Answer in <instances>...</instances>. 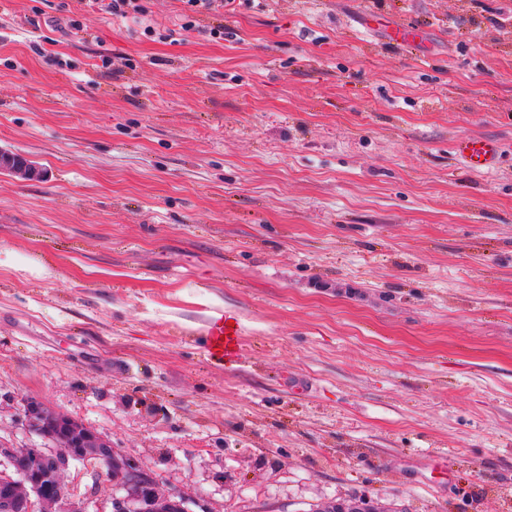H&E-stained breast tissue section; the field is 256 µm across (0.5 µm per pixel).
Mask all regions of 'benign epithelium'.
I'll use <instances>...</instances> for the list:
<instances>
[{
  "label": "benign epithelium",
  "instance_id": "1",
  "mask_svg": "<svg viewBox=\"0 0 512 512\" xmlns=\"http://www.w3.org/2000/svg\"><path fill=\"white\" fill-rule=\"evenodd\" d=\"M6 169L14 174L30 179L42 177L44 173L28 163L21 156L4 154L0 156V170ZM25 417L28 425L47 438H52L54 432L62 430L65 438L56 444V452L53 454H41L36 462L45 466L52 464L55 470L64 468L71 459H81L92 452L101 463L112 470V459L115 452L112 446L101 440L94 432L81 429V426L73 423L70 418L58 415L52 424L43 423L46 413L43 407L37 403H29ZM28 448H7L0 444V455L8 460H19L10 471L0 473V512H32L30 491L36 489V469L27 466L23 460L28 457ZM115 476L123 483L130 480L141 483H155L154 478L143 468L133 464L126 469H121Z\"/></svg>",
  "mask_w": 512,
  "mask_h": 512
}]
</instances>
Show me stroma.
Here are the masks:
<instances>
[{
	"label": "stroma",
	"instance_id": "stroma-1",
	"mask_svg": "<svg viewBox=\"0 0 512 512\" xmlns=\"http://www.w3.org/2000/svg\"><path fill=\"white\" fill-rule=\"evenodd\" d=\"M146 6L0 0V150L45 172L0 174V443L52 450L35 402L185 512H512V0ZM60 478L37 512L125 495ZM96 2H100L102 11L113 16L143 15L146 11L142 0H96ZM454 154L469 171L487 172L495 168L501 156V144L492 137L464 136L456 140Z\"/></svg>",
	"mask_w": 512,
	"mask_h": 512
}]
</instances>
